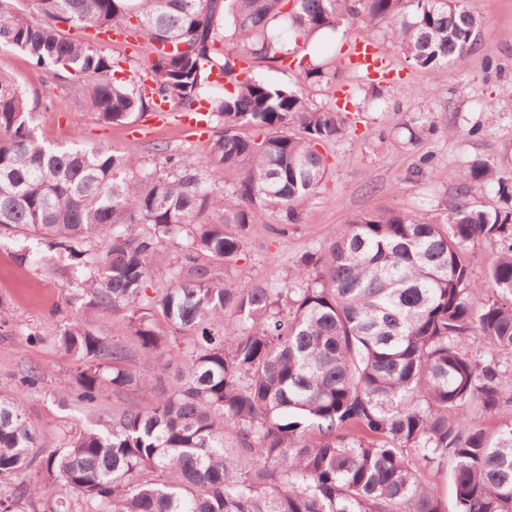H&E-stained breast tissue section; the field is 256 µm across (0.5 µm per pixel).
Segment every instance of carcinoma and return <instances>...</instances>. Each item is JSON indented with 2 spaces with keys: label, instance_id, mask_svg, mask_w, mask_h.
Here are the masks:
<instances>
[{
  "label": "carcinoma",
  "instance_id": "obj_1",
  "mask_svg": "<svg viewBox=\"0 0 512 512\" xmlns=\"http://www.w3.org/2000/svg\"><path fill=\"white\" fill-rule=\"evenodd\" d=\"M17 2L0 0V44L56 87L78 85L100 121L132 124L167 102L206 109L222 132L203 165L162 146L148 165L135 149L63 148L0 73V230L41 240L19 261L73 270L69 301L125 312L137 345L92 322L64 326L74 398L92 408L108 390L149 396L70 428L40 459L25 397L42 381L23 372L0 390V512H447L432 482L444 466L455 512H512V424L491 433L479 422L512 403L498 358L512 353V176L480 159L449 173L456 200L439 224L360 214L279 288H236L212 271L267 214L301 222L327 176L319 148L345 135L346 108L313 106L249 64L286 61V35L330 41L350 16L386 24L405 61L438 71L464 63L484 20L462 0ZM113 27L145 41L128 79L96 40ZM235 69L215 92L212 76ZM297 70L310 84L335 79L316 58ZM406 131L411 144L432 126L417 117ZM491 182L495 201L473 202L472 188ZM104 231L107 250L89 253ZM480 240L501 250L476 279L468 248ZM166 244L175 261L162 265ZM162 279L170 286L149 295ZM137 355L155 383L132 367ZM30 471L66 497L39 504L37 482L19 480Z\"/></svg>",
  "mask_w": 512,
  "mask_h": 512
}]
</instances>
